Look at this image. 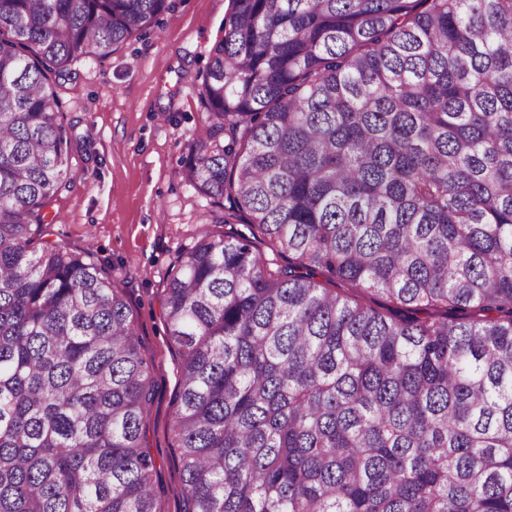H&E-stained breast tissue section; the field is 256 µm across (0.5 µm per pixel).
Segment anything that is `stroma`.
Masks as SVG:
<instances>
[{"instance_id": "obj_1", "label": "stroma", "mask_w": 512, "mask_h": 512, "mask_svg": "<svg viewBox=\"0 0 512 512\" xmlns=\"http://www.w3.org/2000/svg\"><path fill=\"white\" fill-rule=\"evenodd\" d=\"M227 0H171L151 28L106 59H78L58 87L73 142L72 182L50 206L52 240L106 262L124 290L151 365L155 400L142 430L157 465L162 512H184L171 425L178 358L163 298L177 252L206 229L214 205L184 180L205 120L209 51L224 36Z\"/></svg>"}]
</instances>
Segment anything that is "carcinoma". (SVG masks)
I'll list each match as a JSON object with an SVG mask.
<instances>
[{"label": "carcinoma", "instance_id": "carcinoma-1", "mask_svg": "<svg viewBox=\"0 0 512 512\" xmlns=\"http://www.w3.org/2000/svg\"><path fill=\"white\" fill-rule=\"evenodd\" d=\"M168 8L0 0V512H161L133 312L41 234L57 83ZM201 96L185 181L250 235L164 296L185 512H512V0H228Z\"/></svg>", "mask_w": 512, "mask_h": 512}]
</instances>
